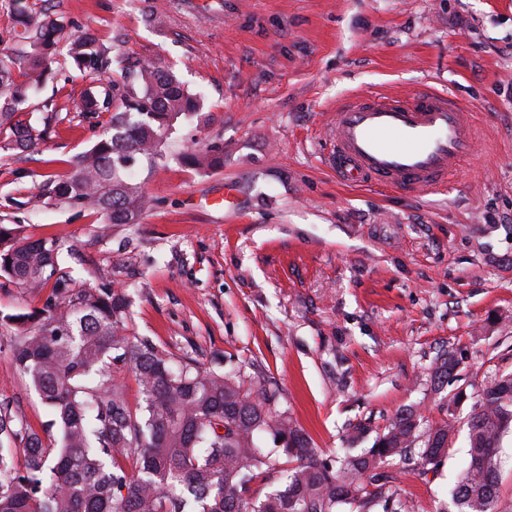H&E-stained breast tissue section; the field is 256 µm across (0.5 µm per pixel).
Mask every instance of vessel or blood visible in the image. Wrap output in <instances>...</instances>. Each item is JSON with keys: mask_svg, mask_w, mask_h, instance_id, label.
Returning a JSON list of instances; mask_svg holds the SVG:
<instances>
[{"mask_svg": "<svg viewBox=\"0 0 512 512\" xmlns=\"http://www.w3.org/2000/svg\"><path fill=\"white\" fill-rule=\"evenodd\" d=\"M475 150L471 114L452 94L357 96L336 113L327 164L345 183L420 194L447 187Z\"/></svg>", "mask_w": 512, "mask_h": 512, "instance_id": "obj_1", "label": "vessel or blood"}]
</instances>
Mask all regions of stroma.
I'll use <instances>...</instances> for the list:
<instances>
[{"label": "stroma", "instance_id": "stroma-1", "mask_svg": "<svg viewBox=\"0 0 512 512\" xmlns=\"http://www.w3.org/2000/svg\"><path fill=\"white\" fill-rule=\"evenodd\" d=\"M58 11L123 67L157 61L204 100L142 169L153 206L137 224L23 206L108 121L75 112L91 82L66 50L19 110L35 126L55 113L51 132L27 154L0 152V224L70 247L60 266L77 282L122 289L131 338L278 389L327 461L371 447L401 409L450 413L429 375L441 351L458 362L461 420L491 374L512 372V0H61ZM427 86L477 125L452 188L337 181L324 164L336 109ZM206 144L223 149L222 168L182 163ZM228 181L237 205L208 206ZM13 333L0 325V406L41 432L50 413L11 362ZM466 458L462 429L438 462L395 460L382 474L415 512H438Z\"/></svg>", "mask_w": 512, "mask_h": 512}]
</instances>
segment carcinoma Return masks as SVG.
Segmentation results:
<instances>
[{
    "label": "carcinoma",
    "mask_w": 512,
    "mask_h": 512,
    "mask_svg": "<svg viewBox=\"0 0 512 512\" xmlns=\"http://www.w3.org/2000/svg\"><path fill=\"white\" fill-rule=\"evenodd\" d=\"M9 8L20 30L8 60H0V151L29 152L49 133L55 115L43 117L38 130L15 121V113L65 43L76 68L97 83L80 110L108 112L110 120L72 173L46 182L34 200L94 211L112 224L138 223L151 206L138 166L163 158L167 135L197 112V97L154 61L137 63L116 82L112 48L95 32L65 37L56 13H37L29 0H9ZM185 159L203 171L224 163L216 147L193 150ZM62 249L54 239L21 243L13 229L0 225V279L52 288L42 307L7 321L16 330L12 359L58 427V437L46 443L28 424L0 413V437L24 454L19 469L0 453V512H337L361 498L384 512H408L380 469L397 456L425 465L448 451L453 422L423 430L418 411L405 410L361 453L345 455L337 466L321 460L280 409L277 390L255 391L238 370L177 362L152 340L126 336L125 294L78 284L59 266ZM110 364L135 374L141 392L136 407L108 376ZM456 367L444 351L431 376L441 383ZM466 425L468 462L451 494L454 510L440 512H497L500 438L512 431V373L491 375ZM261 433L274 447L257 445ZM261 477L276 479L279 487L255 493Z\"/></svg>",
    "instance_id": "obj_1"
}]
</instances>
